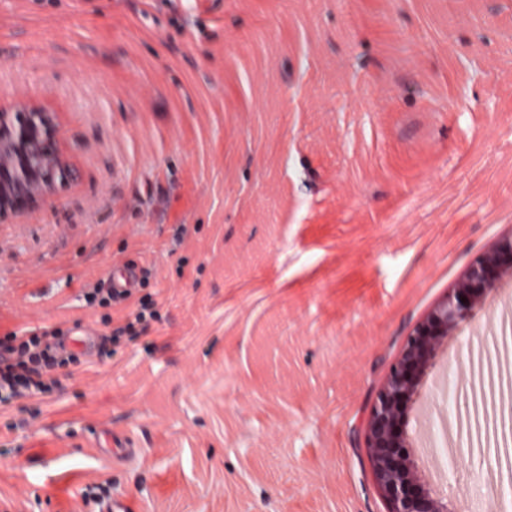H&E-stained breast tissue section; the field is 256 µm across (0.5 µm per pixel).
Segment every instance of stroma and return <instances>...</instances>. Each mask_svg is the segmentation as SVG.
<instances>
[{"label":"stroma","mask_w":512,"mask_h":512,"mask_svg":"<svg viewBox=\"0 0 512 512\" xmlns=\"http://www.w3.org/2000/svg\"><path fill=\"white\" fill-rule=\"evenodd\" d=\"M0 96L46 101L76 177L0 223V335L69 330L64 390L0 405V512H388L364 424L404 340L512 235V0H0ZM150 274L101 362L83 293ZM504 270L410 406L450 512L512 488L436 379L512 318Z\"/></svg>","instance_id":"obj_1"}]
</instances>
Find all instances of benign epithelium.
<instances>
[{
	"label": "benign epithelium",
	"mask_w": 512,
	"mask_h": 512,
	"mask_svg": "<svg viewBox=\"0 0 512 512\" xmlns=\"http://www.w3.org/2000/svg\"><path fill=\"white\" fill-rule=\"evenodd\" d=\"M60 145L58 113L40 101H0V221L31 213L71 179ZM512 269V237L476 257L452 294L407 336L365 423L375 481L389 512H448V502L421 473L406 445V414L448 328L468 319L474 303Z\"/></svg>",
	"instance_id": "1"
}]
</instances>
